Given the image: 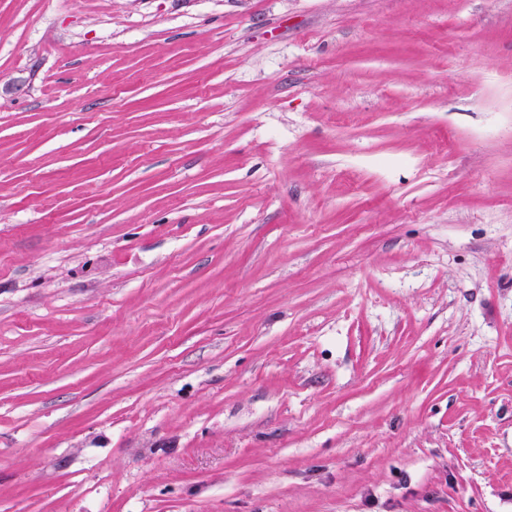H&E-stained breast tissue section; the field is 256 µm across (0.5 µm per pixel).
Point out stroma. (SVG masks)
<instances>
[{
    "label": "stroma",
    "instance_id": "stroma-1",
    "mask_svg": "<svg viewBox=\"0 0 512 512\" xmlns=\"http://www.w3.org/2000/svg\"><path fill=\"white\" fill-rule=\"evenodd\" d=\"M0 512H512V0H0Z\"/></svg>",
    "mask_w": 512,
    "mask_h": 512
}]
</instances>
